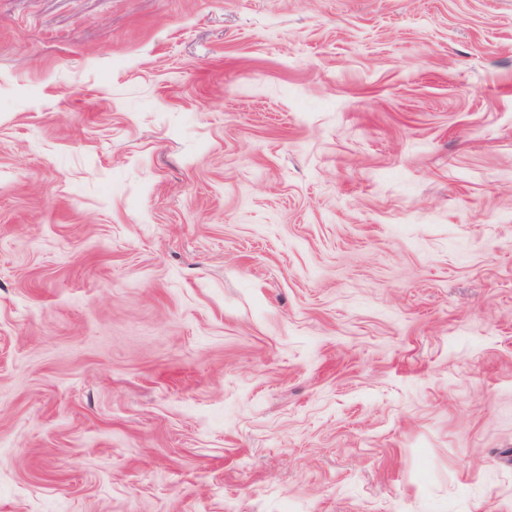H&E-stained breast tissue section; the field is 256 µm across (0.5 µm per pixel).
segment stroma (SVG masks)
Instances as JSON below:
<instances>
[{"label": "stroma", "instance_id": "stroma-1", "mask_svg": "<svg viewBox=\"0 0 512 512\" xmlns=\"http://www.w3.org/2000/svg\"><path fill=\"white\" fill-rule=\"evenodd\" d=\"M0 512H512V0H0Z\"/></svg>", "mask_w": 512, "mask_h": 512}]
</instances>
